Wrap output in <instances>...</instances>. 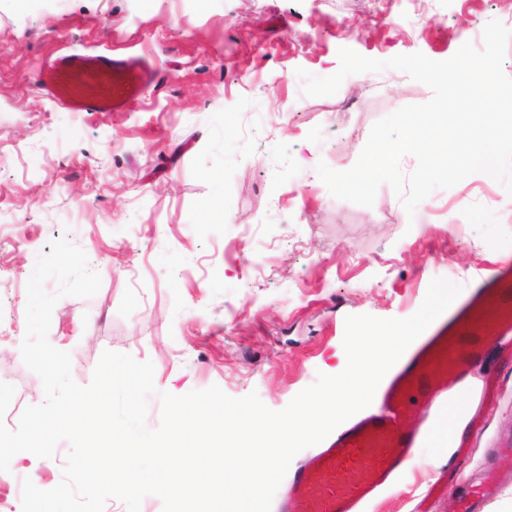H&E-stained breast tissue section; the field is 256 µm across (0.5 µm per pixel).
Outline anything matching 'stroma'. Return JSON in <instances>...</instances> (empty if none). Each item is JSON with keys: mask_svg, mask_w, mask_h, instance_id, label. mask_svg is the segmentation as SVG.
I'll list each match as a JSON object with an SVG mask.
<instances>
[{"mask_svg": "<svg viewBox=\"0 0 512 512\" xmlns=\"http://www.w3.org/2000/svg\"><path fill=\"white\" fill-rule=\"evenodd\" d=\"M512 30V0H0V381L14 413L41 404L23 363L26 286L64 238L102 280L55 305L48 338L88 385L104 351L154 366L160 395L218 385L284 409L338 366L345 319L406 318L430 282L461 286L512 263V196L488 175L434 191L407 215L389 185L373 206L335 198L316 167L354 166L372 126L431 90L387 69L303 92L298 70L336 73L338 51L443 61L482 48L485 24ZM138 56L158 82L131 112H71L39 87L62 52ZM457 394L480 409L467 455L420 442L415 466L366 512H458L512 442V366L496 349ZM53 460L15 455L0 501L63 478Z\"/></svg>", "mask_w": 512, "mask_h": 512, "instance_id": "35a3bbf8", "label": "stroma"}]
</instances>
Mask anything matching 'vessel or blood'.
Returning a JSON list of instances; mask_svg holds the SVG:
<instances>
[{
    "instance_id": "vessel-or-blood-1",
    "label": "vessel or blood",
    "mask_w": 512,
    "mask_h": 512,
    "mask_svg": "<svg viewBox=\"0 0 512 512\" xmlns=\"http://www.w3.org/2000/svg\"><path fill=\"white\" fill-rule=\"evenodd\" d=\"M42 87L72 112H127L153 86L157 72L142 59L66 52L42 72ZM512 353V266L499 268L425 336L400 363L377 408L339 431L295 471L282 512H362L395 478L416 448V409L448 397L489 347ZM496 474L469 486L460 512H483L498 494Z\"/></svg>"
}]
</instances>
